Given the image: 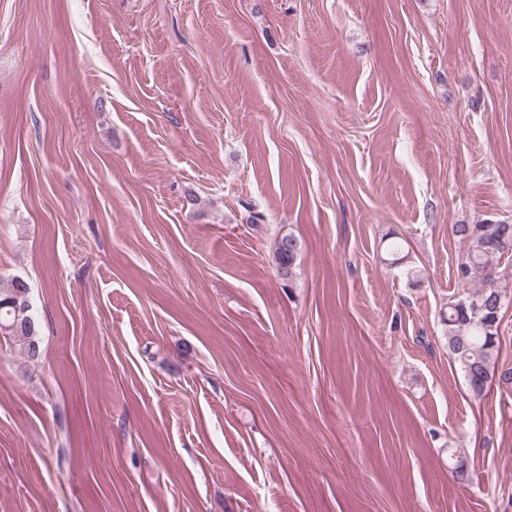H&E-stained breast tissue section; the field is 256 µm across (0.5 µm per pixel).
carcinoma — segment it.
<instances>
[{
	"mask_svg": "<svg viewBox=\"0 0 512 512\" xmlns=\"http://www.w3.org/2000/svg\"><path fill=\"white\" fill-rule=\"evenodd\" d=\"M454 233L468 243L465 261L458 269L464 284L476 272L490 278L502 258L512 252V224H460ZM297 252L298 241L294 237L279 240L274 260L280 276H292ZM499 297V292L483 287L463 299L448 301L443 319L449 355L460 366L476 397L485 394V375L489 374L500 322ZM0 334L28 359L39 357L29 288L20 279L0 286Z\"/></svg>",
	"mask_w": 512,
	"mask_h": 512,
	"instance_id": "carcinoma-1",
	"label": "carcinoma"
}]
</instances>
